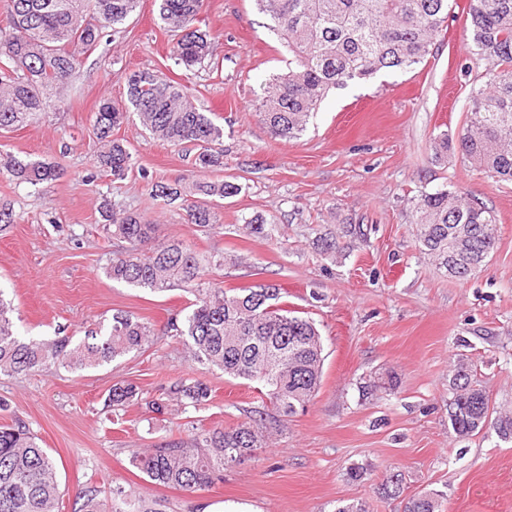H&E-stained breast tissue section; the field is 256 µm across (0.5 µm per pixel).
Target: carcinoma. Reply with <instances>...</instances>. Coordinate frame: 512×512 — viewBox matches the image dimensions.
<instances>
[{
	"mask_svg": "<svg viewBox=\"0 0 512 512\" xmlns=\"http://www.w3.org/2000/svg\"><path fill=\"white\" fill-rule=\"evenodd\" d=\"M9 33L0 39V132L23 127L60 97L79 64L78 53L96 50L104 29L124 24L139 0H3ZM203 0H159L163 27L175 33L178 64L188 71L212 59L207 32L196 27ZM288 54V73L262 85L256 112L272 134L299 138L330 90L366 79L381 70L405 73L432 55L443 30L450 0H256ZM471 53L487 61L485 80L472 87L469 116L455 137L436 135L432 160L456 150L475 167L499 181L512 183V0H469ZM127 104L99 102L92 131L100 144L97 156L113 180L133 167L132 153L112 130L135 115L149 135L173 145L190 143L195 166L223 165L218 148L224 128L202 112L186 87L149 69L125 74ZM17 184L36 186L55 177L43 161L9 156L0 173ZM239 186L224 180H195L178 189L155 186V197L186 202L187 222L199 227L219 223L212 201L232 196ZM106 234L137 244L112 259L110 278L164 292L182 287L194 295L182 317L171 320L167 335L188 345L203 370H219L233 379L259 383L284 416L305 409L321 382L323 345L314 323L295 316L279 303L273 285L225 289L202 286L201 273L224 265V258L199 252L175 240L156 236L157 225L134 212L107 215ZM417 242L422 253L457 280H466L486 265L494 250V211L464 193L450 189L425 193L413 207ZM10 303L0 296V375L27 373L54 366L83 371L142 349L154 335L148 322L123 311L98 323L74 341L23 339L15 329ZM448 430L459 438L493 428L512 442V414L495 413L472 370L455 365L449 376ZM207 383L185 378L167 397L194 409L207 404ZM132 383L112 385L107 406L120 407L138 397ZM259 427L242 424L213 428L170 441L133 458L154 486L189 493L224 479V466L252 456ZM381 494L403 495L394 476L385 477ZM60 486L54 459L26 424L0 426V512H58ZM78 512H157L148 499L123 486L90 487L79 492ZM404 512H442L440 495L419 492L406 497Z\"/></svg>",
	"mask_w": 512,
	"mask_h": 512,
	"instance_id": "obj_1",
	"label": "carcinoma"
}]
</instances>
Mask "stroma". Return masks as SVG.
I'll use <instances>...</instances> for the list:
<instances>
[{
	"instance_id": "1",
	"label": "stroma",
	"mask_w": 512,
	"mask_h": 512,
	"mask_svg": "<svg viewBox=\"0 0 512 512\" xmlns=\"http://www.w3.org/2000/svg\"><path fill=\"white\" fill-rule=\"evenodd\" d=\"M467 6L453 0L422 65L332 90L306 132L284 141L255 112L261 81L284 64L253 0H203L199 26L213 39L215 64L191 71L175 62L156 0H140L121 29L81 56L62 99L0 137V158L47 161L59 172L35 187L0 175V206L14 219L0 235V290L13 301L18 334L76 336L118 310L155 330L140 351L94 369L0 375L8 405L0 425L25 422L54 458L59 512H74L82 490L118 483L156 500L161 512H334L352 500L369 512H401L399 501L378 491L392 473L402 475L406 494L440 492L444 512H512V443L492 431L458 439L448 430V376L461 361L476 370L494 406L512 410V184L456 152L431 159L434 137L465 124L471 84L487 66L469 52ZM138 69L185 85L224 128L219 176L241 190L222 200L221 222L209 231L154 195L156 184L191 181L187 146L154 139L133 120L113 132L133 154L127 178L112 180L97 166L93 114L105 98L125 104L124 75ZM446 188L479 199L498 219L489 262L465 281L417 247L413 202ZM106 210L140 213L160 238L224 255L204 281L283 289V306L312 320L323 344L321 383L305 411L281 416L259 384L191 361L166 333L191 293L107 277L112 258L130 245L105 233ZM258 216L275 222L276 238L246 230ZM349 224L362 235H345ZM328 233L341 247L333 257L316 247ZM388 373L398 379L395 390H369ZM188 377L210 386L207 405L146 409L145 399ZM122 381L141 397L108 411V392ZM251 421L265 431L261 448L226 466L223 481L208 489L153 486L131 463L144 449L188 439L193 428Z\"/></svg>"
}]
</instances>
